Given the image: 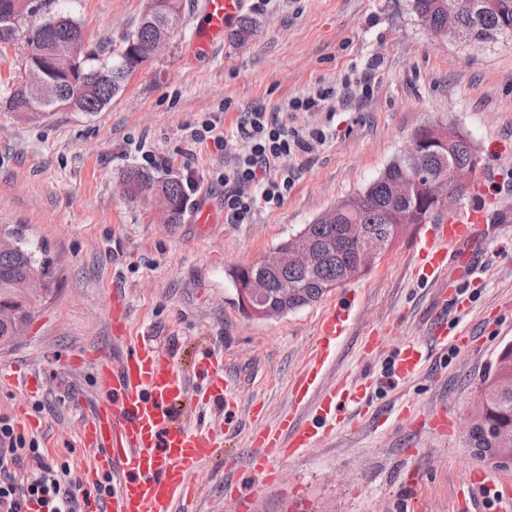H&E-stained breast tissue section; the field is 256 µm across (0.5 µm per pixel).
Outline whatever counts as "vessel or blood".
I'll return each mask as SVG.
<instances>
[{"mask_svg":"<svg viewBox=\"0 0 512 512\" xmlns=\"http://www.w3.org/2000/svg\"><path fill=\"white\" fill-rule=\"evenodd\" d=\"M246 0H205L204 22L187 42V54L196 57L223 44L229 28L244 10ZM198 233L219 223L216 207L199 197L194 206ZM484 220L481 210L471 208L430 225L419 252L415 274L421 281H437L448 268L449 249L469 242ZM350 304L331 307L318 325V350L294 379L296 403L317 391L324 367L332 360L337 340L350 320ZM112 338L125 345L122 357L100 355L91 360L98 404L79 419V439L90 458L82 468L80 486L92 490L99 471L112 475V494L103 500L84 499L81 512H190L198 498L206 464L223 460L225 469L237 466L236 456L224 446L223 434L182 418L179 403L191 402L187 383L167 352L135 338L125 301L113 296L109 307ZM466 335L449 336L442 314H435L421 339L398 347L390 366V379L403 384L420 369L429 349L466 350ZM199 365L205 374L204 393L224 400V425L236 424L238 396L224 373V355L208 351ZM19 389L25 401H36L41 376L32 367L14 364L0 371V386ZM318 392V391H317ZM366 386L349 389L336 384L320 393L314 410L298 419L287 413L275 425L251 431L245 438L250 450L249 474L253 485L264 487L279 477V462L316 447L319 440L343 428L350 405L361 404Z\"/></svg>","mask_w":512,"mask_h":512,"instance_id":"obj_1","label":"vessel or blood"}]
</instances>
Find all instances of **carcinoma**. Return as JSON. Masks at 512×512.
I'll return each mask as SVG.
<instances>
[{"instance_id":"cac0c4a2","label":"carcinoma","mask_w":512,"mask_h":512,"mask_svg":"<svg viewBox=\"0 0 512 512\" xmlns=\"http://www.w3.org/2000/svg\"><path fill=\"white\" fill-rule=\"evenodd\" d=\"M477 2L474 13L459 18L460 29L477 41L511 39L512 32H503L502 24L507 18L512 20V0H496L494 8L485 7L484 0ZM182 10V0H146L137 30L124 40L126 45L137 44L139 57L133 59L120 51L108 66L96 65L93 56H82L79 23L61 16L45 20L31 30L27 39L30 54L25 79L44 76L42 63L46 56L72 61L70 74L46 79L44 96L38 100H28L18 89H12L5 98L6 107L25 114L68 108L89 114L101 111L122 91L133 71L146 61L145 47L155 31L161 27H179ZM412 10L426 27L435 28L448 22V0H412ZM31 14L33 10L28 0H0V41L15 40L22 20ZM471 155L472 144L467 139L442 151L427 146L422 158L426 177L418 196L405 202L392 200L390 182L405 173L404 168L392 162L365 188L368 197L362 207L345 210L334 220L318 219L305 225L302 232L326 250V259L318 271L309 272L290 265L273 271L258 262L234 269L231 278L235 282L250 277L266 279L268 288L264 304L288 312L313 304L338 285L361 276L355 264L357 244L345 237L346 225H361L372 239L389 249L409 225L429 221L435 206L431 190L434 180L446 169L469 163ZM122 181L126 194L132 199L137 198L139 184H155L171 205L167 223L181 222L185 191L179 180H157L147 171L129 168L123 173ZM39 251L41 248L26 237L22 226L0 222V309L16 311L14 319L0 320V345L22 335L36 313L40 297L26 293L27 281L39 271L48 283H53L52 272L37 256ZM499 355V367L484 380L490 385L489 394L480 396L475 417L477 425L468 441V446L480 456L485 448H496L500 444L512 446V345L504 346Z\"/></svg>"}]
</instances>
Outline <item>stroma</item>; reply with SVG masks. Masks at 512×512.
<instances>
[{
    "label": "stroma",
    "mask_w": 512,
    "mask_h": 512,
    "mask_svg": "<svg viewBox=\"0 0 512 512\" xmlns=\"http://www.w3.org/2000/svg\"><path fill=\"white\" fill-rule=\"evenodd\" d=\"M179 30L148 59L102 111L60 110L24 117L0 106V220L23 225L54 272V292L27 332L0 346V367L33 364L44 375L39 402L19 414L22 399L0 387V415L24 431L45 460H68L72 476L87 462L77 423L99 393L90 367L75 355L111 349L107 306L126 301L141 337L163 347L201 392L203 352L218 349L239 394L241 426L250 405H266V422L294 407L291 381L312 358L317 324L334 304L351 299L350 325L336 345L324 386L370 383L368 411L355 428L329 435L280 465L279 482L248 493V512H279L300 500L315 512H453L468 470L490 472L512 487V468L468 447L464 425L477 412L485 376L512 343V40L465 47L429 33L411 0H246L253 32L229 33L225 45L186 60V44L203 22L204 0H183ZM27 25L53 16L76 20L85 51L111 59L134 31L144 0H33ZM25 38L0 42V97L24 74ZM336 90L333 111H289V99L319 87ZM278 113L291 130L321 128L326 139L287 161L293 179L283 204L256 209L251 223H220L194 234L189 219L164 223L148 201L129 199L121 176L143 167L160 179L194 173L200 189L223 199L216 178L231 154L189 131L216 123L229 140L245 112ZM442 123L477 149L481 170L464 207L485 211L475 233L472 270L449 271L469 310H449L448 331L467 332L471 349L431 353L405 385L385 379L389 346L364 353L365 339L388 331L401 343L424 335L437 303L433 285L413 273L423 226H414L359 278L296 311L254 319L237 305L232 268L255 263L324 211L361 192L402 155L413 133ZM420 416L446 411L447 435L413 430L405 406Z\"/></svg>",
    "instance_id": "1"
}]
</instances>
